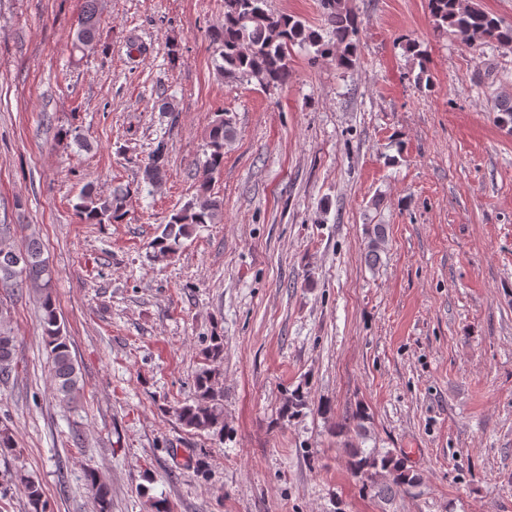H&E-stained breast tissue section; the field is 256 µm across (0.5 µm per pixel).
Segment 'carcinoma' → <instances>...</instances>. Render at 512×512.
<instances>
[{
    "label": "carcinoma",
    "mask_w": 512,
    "mask_h": 512,
    "mask_svg": "<svg viewBox=\"0 0 512 512\" xmlns=\"http://www.w3.org/2000/svg\"><path fill=\"white\" fill-rule=\"evenodd\" d=\"M322 26L314 29L305 21L288 13H277L268 8V0H224V24L212 29L210 39L218 59L216 70L222 77L239 82H257L270 89L288 83V57L294 46H310L323 56L341 52L336 62L343 68L356 64L353 37L359 28L357 16L350 11L346 0H319ZM429 13L435 29L468 44L480 46L495 43L512 49V25H506L493 14L478 7L472 0H428ZM101 18L98 0H86L85 9L77 20L71 42V53L85 56L96 50L101 41ZM235 130L224 113L216 114L208 134L206 159L194 197L172 213L160 236L152 241V248L162 258L175 257L182 239L190 237L198 224H218L224 217V201L212 193L213 175L224 167V146L234 139ZM168 155L160 142L144 165L142 179L151 186L159 185L166 174ZM131 187H117L112 195L104 197L87 187L79 196L75 210L86 224H114L126 215L127 198ZM367 260L370 267L380 262L386 235L382 224L368 227ZM52 271L43 258L39 241L30 239L23 251H15L0 244V287L20 293L31 290L39 295L43 310V328L49 355V370L60 402L75 408L83 392V380L73 359L68 338L58 318L52 296ZM17 337L11 327L10 311L0 307V373L11 372L16 359ZM223 355L221 338H211V344L202 352L204 366L196 375V398L191 404L173 409L177 420L194 431L224 430V395L218 388L220 370L215 367ZM306 406L304 395L294 391L286 399L282 417L288 419ZM369 416L359 405L346 412L339 432L353 431L367 438ZM352 473L361 479V490L388 499L401 487H413L419 478L404 463L403 458L390 451L353 446L348 449ZM86 478L93 495L95 512H111L110 484L96 471L86 470Z\"/></svg>",
    "instance_id": "carcinoma-1"
}]
</instances>
